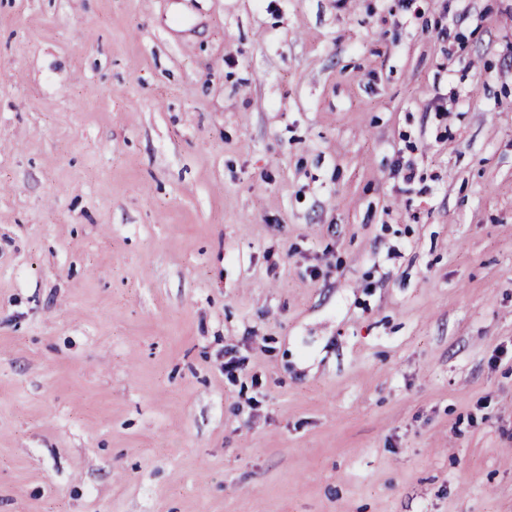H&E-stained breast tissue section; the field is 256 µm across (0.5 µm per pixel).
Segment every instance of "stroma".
<instances>
[{
  "label": "stroma",
  "instance_id": "stroma-1",
  "mask_svg": "<svg viewBox=\"0 0 512 512\" xmlns=\"http://www.w3.org/2000/svg\"><path fill=\"white\" fill-rule=\"evenodd\" d=\"M0 512H512V0H0Z\"/></svg>",
  "mask_w": 512,
  "mask_h": 512
}]
</instances>
